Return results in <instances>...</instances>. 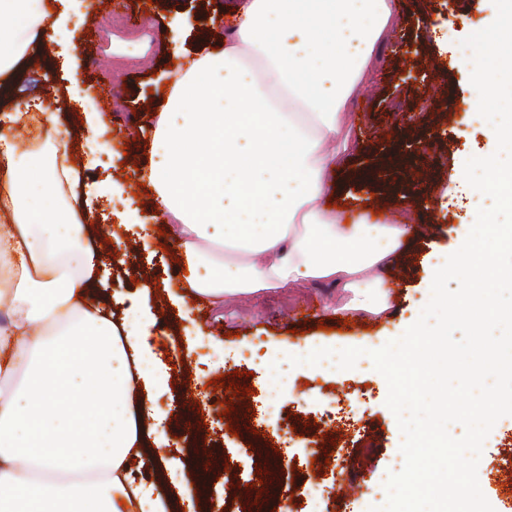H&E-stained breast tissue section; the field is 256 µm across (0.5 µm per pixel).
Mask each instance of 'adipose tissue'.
<instances>
[{
	"mask_svg": "<svg viewBox=\"0 0 512 512\" xmlns=\"http://www.w3.org/2000/svg\"><path fill=\"white\" fill-rule=\"evenodd\" d=\"M0 0V94L32 46L73 42L67 14ZM396 0H236L223 49L181 55L138 173L183 248V284L213 304L320 280L372 315L413 228L363 211L342 223L324 202L345 153L346 106L364 87ZM0 132V512H170L133 463L152 461L154 394L165 380L147 309L115 324L95 293L102 252L89 206L120 186L65 198L78 180L51 105L14 99Z\"/></svg>",
	"mask_w": 512,
	"mask_h": 512,
	"instance_id": "adipose-tissue-1",
	"label": "adipose tissue"
}]
</instances>
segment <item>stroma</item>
I'll return each instance as SVG.
<instances>
[{"label":"stroma","instance_id":"35a3bbf8","mask_svg":"<svg viewBox=\"0 0 512 512\" xmlns=\"http://www.w3.org/2000/svg\"><path fill=\"white\" fill-rule=\"evenodd\" d=\"M232 0H201L198 17L176 14L156 0H112L110 12L94 13L70 52L47 64L27 57L13 85L19 98L54 101L72 136L68 150L81 171L82 185L106 178L135 195L140 213L150 210L151 191L135 175L150 160L149 138L129 152L133 130L150 128L158 108L157 91L183 52L209 51L224 41ZM488 11V0H397L396 18L369 62L366 91L347 105L346 130L357 151L338 171L326 200L348 219L347 204L370 198L384 211H406L416 231L406 250L383 272L390 308L381 317L349 323L344 308L349 294L327 283H308L292 290L244 297L224 304H204L191 320L166 317L168 295L180 292L176 276V234L164 217L157 231L140 240L120 226L122 202H97L96 221L112 224L117 235L105 241L89 235L97 250L111 254L102 298L114 315L145 304L156 314L158 344L172 357L168 386L157 410L164 412L167 441L164 459H179L192 475L194 441L216 452L233 471L238 496H251L259 472L269 462L280 466L275 494L293 512H370L371 488L402 459L397 420L386 405L385 378L346 370L333 376L304 371L293 376L289 396L276 415H261L268 379L253 354L295 349L308 341L355 346L390 339L408 325L430 280L426 256L452 248L461 229L456 208H441L439 197L454 191L467 153L485 140L469 123L478 103L465 70L450 66L449 48L476 32ZM101 112L104 128L90 132L83 107ZM228 362H221V355ZM242 378H234V371ZM224 376L236 386L254 387L246 396L209 385ZM255 411L250 429L232 435L221 414L225 401ZM205 422L195 434L183 426L187 413ZM512 441V418L494 426L483 449L482 490L495 512H512V469L501 459ZM313 487L321 499L308 498Z\"/></svg>","mask_w":512,"mask_h":512}]
</instances>
